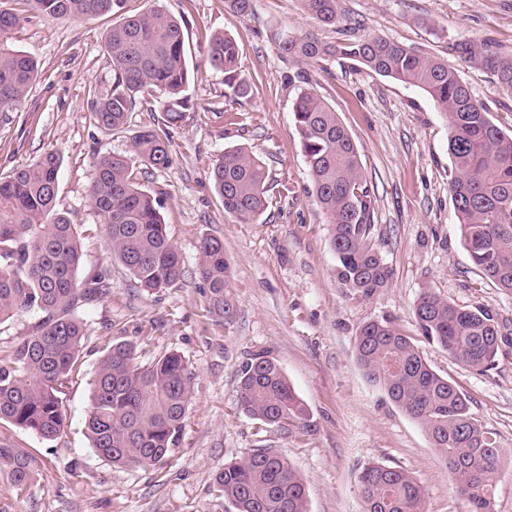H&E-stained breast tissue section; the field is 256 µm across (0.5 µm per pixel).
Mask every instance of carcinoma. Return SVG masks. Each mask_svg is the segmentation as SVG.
<instances>
[{
	"label": "carcinoma",
	"mask_w": 512,
	"mask_h": 512,
	"mask_svg": "<svg viewBox=\"0 0 512 512\" xmlns=\"http://www.w3.org/2000/svg\"><path fill=\"white\" fill-rule=\"evenodd\" d=\"M26 2L34 14L49 20L115 15L123 4V0ZM302 2L324 24L341 20L339 0ZM20 21L16 13L0 6V122L4 123L21 110L38 77L32 57L7 47ZM271 40L293 63H318L340 53L379 75L424 91L433 100L448 119L452 162L448 190L464 247L486 279L512 292V135L491 121L456 66L380 36L324 45L277 30ZM104 49L112 62V92L93 102L103 130L124 128L146 88L164 95L162 111L168 123L182 118L189 106L190 75L181 24L174 16L151 6L125 18L106 33ZM208 55L211 65L224 73L225 96L232 100L246 96L235 39L215 35ZM448 55L488 69L499 86L512 93V57L477 41L452 42ZM293 115L313 193L327 218L337 282L354 295L370 298L388 287L392 272L372 244L373 199L363 177L360 150L335 110L314 89L301 88ZM169 147L166 129L144 128L128 152L93 159L95 178L89 199L104 218L107 246L148 293L171 288L184 276L183 260L167 234L157 200L134 177L142 165L167 167ZM59 168V155L49 152L0 178V323L23 312L43 314L36 331L16 342L7 358H0V421L44 440L58 437L63 426V389L86 334L78 309L112 292L105 270L77 280L81 247L73 225L56 208ZM211 177L226 213L249 222L267 209L268 173L247 148L224 151ZM197 270L209 312L232 320L236 305L229 293L231 265L221 239H200ZM414 317L426 340L462 365L478 372L494 365L499 326L487 312L459 307L425 291ZM355 357L366 379L383 388L427 433L448 466L457 494L469 505L468 512H493L503 451L494 433L471 413L466 397L433 371L410 337L389 321L360 327ZM193 381L194 373L177 351L142 366L132 344H112L90 382L86 430L91 447L118 467L164 463L178 447ZM238 407L264 425L284 430L306 426L304 403L280 366L265 355L254 356L243 367ZM0 465L18 488L35 481L33 459L17 448L0 446ZM359 486L364 512H425L421 486L402 470L373 463L362 470ZM214 491L234 512H307L302 480L272 448L225 463Z\"/></svg>",
	"instance_id": "obj_1"
}]
</instances>
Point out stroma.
I'll return each mask as SVG.
<instances>
[{
	"instance_id": "stroma-1",
	"label": "stroma",
	"mask_w": 512,
	"mask_h": 512,
	"mask_svg": "<svg viewBox=\"0 0 512 512\" xmlns=\"http://www.w3.org/2000/svg\"><path fill=\"white\" fill-rule=\"evenodd\" d=\"M343 20L326 25L301 0H256L243 18L226 0H125L121 13L88 20H46L25 0H0L21 18L9 44L33 57L39 75L22 109L0 125V177L38 156L60 155L57 207L81 244L79 277L108 270L112 294L79 311L86 323L76 374L63 398L64 429L54 440L0 422V446L33 455L36 480L17 490L0 470V512H232L213 483L225 463L273 448L302 477L308 512H363L359 472L381 463L422 486L426 512H467L443 457L421 426L363 376L355 359L358 329L392 321L428 365L469 400L475 417L512 453V293L487 280L461 240L448 192V122L424 92L380 76L344 56L300 69L270 38L280 29L324 43L381 36L444 57L454 41H488L512 55V0H339ZM156 6L182 26L192 76V105L168 124L160 92L140 95L124 129L107 132L91 109L112 91L104 37L121 18ZM240 46L246 98L224 96V74L208 57L213 35ZM459 74L502 131L512 133V96L487 69ZM309 82L338 113L361 151L374 203L373 244L392 271L388 288L363 299L340 288L327 219L310 189L293 119V101ZM146 126L168 127L169 167L140 168L136 180L159 202L185 275L149 294L113 257L88 190L95 156L128 150ZM244 146L269 174V206L245 223L225 213L210 179L224 150ZM219 237L233 274L231 322L212 315L197 274V243ZM489 311L502 335L494 366L478 373L428 343L413 317L423 290ZM131 342L138 363L175 350L195 374L182 440L159 466L120 468L90 446L85 421L98 360L112 343ZM278 363L308 410L303 430L263 427L238 413L242 367L253 355Z\"/></svg>"
}]
</instances>
